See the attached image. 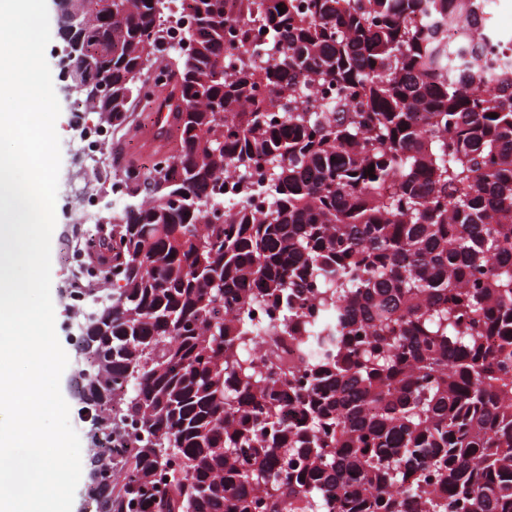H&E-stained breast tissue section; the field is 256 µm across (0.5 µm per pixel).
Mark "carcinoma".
Here are the masks:
<instances>
[{"label": "carcinoma", "instance_id": "carcinoma-1", "mask_svg": "<svg viewBox=\"0 0 512 512\" xmlns=\"http://www.w3.org/2000/svg\"><path fill=\"white\" fill-rule=\"evenodd\" d=\"M186 1L190 52L152 38L165 0H102L70 61L113 128L136 75L175 80L180 148L126 166L94 246L108 512H512V75L477 57L483 0ZM257 165L265 208L224 204Z\"/></svg>", "mask_w": 512, "mask_h": 512}]
</instances>
